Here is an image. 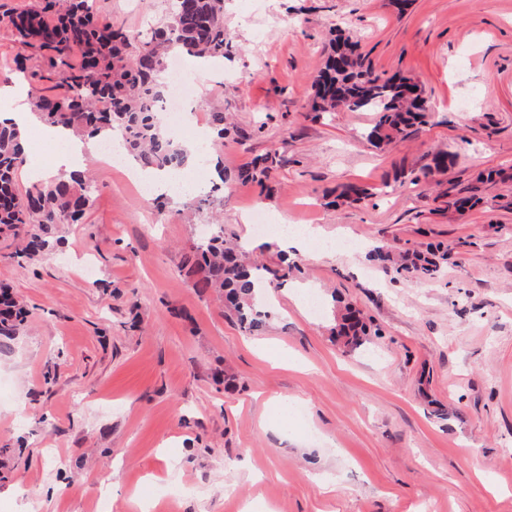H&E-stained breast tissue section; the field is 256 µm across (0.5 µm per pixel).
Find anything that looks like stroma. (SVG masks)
Returning <instances> with one entry per match:
<instances>
[{"label":"stroma","mask_w":512,"mask_h":512,"mask_svg":"<svg viewBox=\"0 0 512 512\" xmlns=\"http://www.w3.org/2000/svg\"><path fill=\"white\" fill-rule=\"evenodd\" d=\"M96 8L136 29L168 0ZM339 28L376 72L423 88L426 124L378 149L365 138L374 113L308 117ZM224 29L235 52L198 76L203 111L181 139L220 109L228 171L280 154L272 191L240 183L224 198L227 233L259 261L274 251L246 221L256 208L330 247L289 249L302 272L264 289L275 316L248 334L180 271L210 212L189 216L177 195L156 208L123 168L88 158L98 192L63 245L20 265L0 240V283L29 309L0 337V512H138L134 491L154 512H512V0H412L402 13L395 0H224ZM440 152L441 186L414 182ZM487 169L507 181L454 217L449 199ZM348 182L375 194L326 205ZM438 241L453 258L433 281L366 259ZM340 300L379 330L353 351L331 334ZM273 399L303 416L280 428Z\"/></svg>","instance_id":"1"}]
</instances>
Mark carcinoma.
Wrapping results in <instances>:
<instances>
[{
    "instance_id": "carcinoma-1",
    "label": "carcinoma",
    "mask_w": 512,
    "mask_h": 512,
    "mask_svg": "<svg viewBox=\"0 0 512 512\" xmlns=\"http://www.w3.org/2000/svg\"><path fill=\"white\" fill-rule=\"evenodd\" d=\"M8 23L16 40L34 49L54 76L55 87L30 102L42 123L75 135H99L103 141L117 134L141 167L174 176L183 170L189 157L187 146L156 112L167 94L159 73L178 48L193 58L222 60L232 52L224 32V0H171L166 22L132 31L101 22L93 0H41L35 8L11 12ZM341 110L377 114L375 125L366 133V140L376 148L404 138L427 118L417 82L376 73L357 45L339 36L330 40L313 79L310 112L317 118ZM24 163L17 130L0 122V234L19 240L9 258L20 265L60 243L59 231L78 223L97 192L93 178L74 173L21 193L15 176ZM280 164L279 154L268 152L241 170L238 179L264 187ZM497 175L496 170L479 173L466 195L448 206L460 215L479 207L485 202L483 187ZM373 195L371 187L347 183L336 190L335 202L352 205ZM368 259L398 275L433 279L448 263V246L430 244L412 253L377 246ZM298 270L300 265L285 255L277 270L247 264L228 243L219 223L209 238L189 245L182 261V271L196 293L224 302V308L249 333L263 330L271 316L259 300L260 289ZM26 317L27 310L10 289L0 286V336H15ZM332 336L354 350L367 342L371 330L359 309L344 304L336 310Z\"/></svg>"
}]
</instances>
